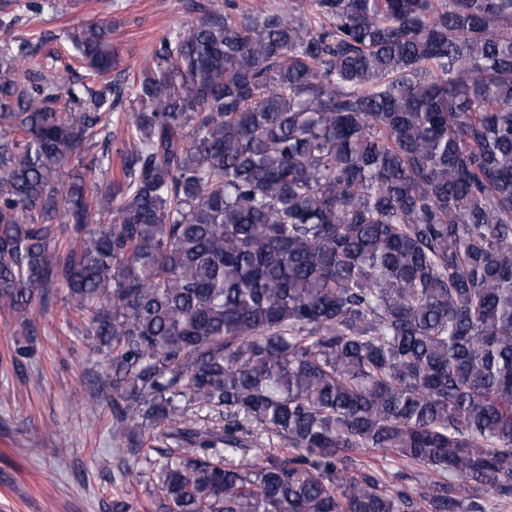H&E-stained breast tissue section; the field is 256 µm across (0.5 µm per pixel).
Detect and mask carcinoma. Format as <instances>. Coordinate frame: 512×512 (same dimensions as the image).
Wrapping results in <instances>:
<instances>
[{"label": "carcinoma", "instance_id": "1", "mask_svg": "<svg viewBox=\"0 0 512 512\" xmlns=\"http://www.w3.org/2000/svg\"><path fill=\"white\" fill-rule=\"evenodd\" d=\"M197 0L124 84L0 47V307L59 289L156 512L512 502V0ZM111 28L67 34L96 76ZM128 140L119 178L108 125ZM65 237L64 257L50 248ZM194 408L224 424L192 419ZM288 442L286 455L264 436ZM109 129L112 130V170L110 169L108 172L99 173L94 179L97 182H106L111 177L116 178L120 174V157L118 154V150L122 148V144L126 139L125 133L123 131V126L121 122L117 120V114L114 113L112 115V124L109 126Z\"/></svg>", "mask_w": 512, "mask_h": 512}]
</instances>
